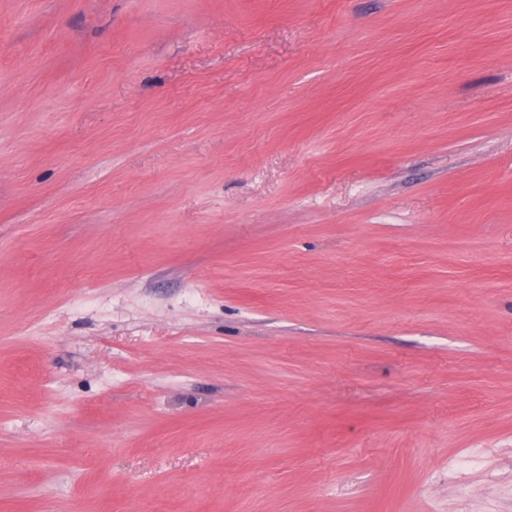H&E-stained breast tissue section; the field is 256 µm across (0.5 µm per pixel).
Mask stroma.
Here are the masks:
<instances>
[{
    "mask_svg": "<svg viewBox=\"0 0 512 512\" xmlns=\"http://www.w3.org/2000/svg\"><path fill=\"white\" fill-rule=\"evenodd\" d=\"M0 512H512V0H0Z\"/></svg>",
    "mask_w": 512,
    "mask_h": 512,
    "instance_id": "stroma-1",
    "label": "stroma"
}]
</instances>
